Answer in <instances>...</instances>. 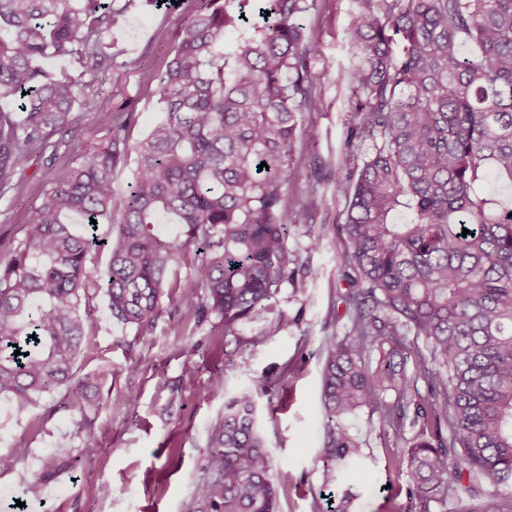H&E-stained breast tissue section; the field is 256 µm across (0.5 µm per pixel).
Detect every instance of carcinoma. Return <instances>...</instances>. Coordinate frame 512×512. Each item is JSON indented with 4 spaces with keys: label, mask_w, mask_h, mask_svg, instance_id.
Listing matches in <instances>:
<instances>
[{
    "label": "carcinoma",
    "mask_w": 512,
    "mask_h": 512,
    "mask_svg": "<svg viewBox=\"0 0 512 512\" xmlns=\"http://www.w3.org/2000/svg\"><path fill=\"white\" fill-rule=\"evenodd\" d=\"M114 2L0 0V100L25 113L19 122L0 111V195L51 134L104 107L94 85L115 66L107 46L123 9ZM313 6L204 0L159 77L164 118L149 135L129 144L126 113L105 144L69 141L79 163L52 174L23 239L0 257V396L15 411L60 391L70 407L105 405L112 366L73 371L96 323L81 310L92 288L105 290L112 319L141 327L166 289L180 287L184 302L223 317L233 336L284 283L303 288L314 277L288 249L284 215L316 83V41L297 18ZM358 6L348 44L357 60L347 75L357 98L344 139L350 168L335 181L347 203L349 330L326 348L322 456L338 466L357 458L340 423L357 409L377 405L397 433L412 409L419 431L407 477L419 512L475 493L465 472L493 489L494 512H512V203L480 190L491 177L512 184V0ZM463 40L477 51L462 55ZM68 56L82 65L75 77L40 65ZM131 151L137 171L116 207L112 177ZM100 224L116 233L106 267L92 275ZM160 224H178L182 235L164 236ZM192 247L200 258L181 284L172 271ZM418 340L429 354L409 373ZM260 389L236 393L208 426L182 512H278L271 451L256 427ZM388 390L390 403L380 400Z\"/></svg>",
    "instance_id": "carcinoma-1"
}]
</instances>
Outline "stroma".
<instances>
[{
	"label": "stroma",
	"mask_w": 512,
	"mask_h": 512,
	"mask_svg": "<svg viewBox=\"0 0 512 512\" xmlns=\"http://www.w3.org/2000/svg\"><path fill=\"white\" fill-rule=\"evenodd\" d=\"M115 4L124 10L112 33L116 64L95 84L107 107L80 113L69 131L53 134V149L34 155L15 189L0 197V256L22 239L49 171L75 165L70 140L107 142L116 116L128 112V137L135 142L163 117L158 77L200 0H178L167 10L145 0ZM357 12L356 0H316L301 18L317 39L309 65L318 81L292 155L288 246L302 266L317 270V279L303 288L284 284L271 310L238 324L231 336L221 316L199 317L176 288L144 327L113 320L107 297L95 294L89 305L97 326L84 339L76 369L112 366L103 390L108 404L83 414L60 407L54 395L19 414L1 398L0 457L20 441L28 453L22 463L0 469V512H181L209 424L223 413L225 399L260 381L268 391L257 398L258 429L272 452L279 512H334L348 492L355 496L352 512H416L398 463L416 427L394 432L368 405L344 422L361 449L358 465L337 470L321 458L326 345L349 327L340 300L348 288L341 265L346 203L334 191V176L348 166L343 142L354 108L347 82L354 62L346 43ZM218 377L222 387H212ZM88 427L99 447H83ZM61 447L81 456V466L45 475L47 458Z\"/></svg>",
	"instance_id": "stroma-1"
}]
</instances>
